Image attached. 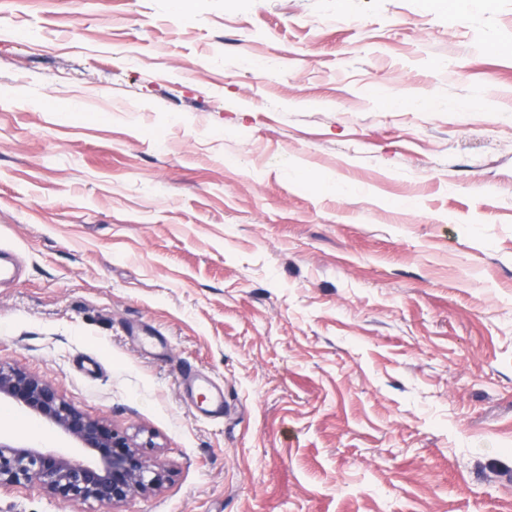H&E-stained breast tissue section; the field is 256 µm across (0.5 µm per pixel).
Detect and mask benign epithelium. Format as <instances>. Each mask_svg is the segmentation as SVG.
<instances>
[{"instance_id": "benign-epithelium-1", "label": "benign epithelium", "mask_w": 512, "mask_h": 512, "mask_svg": "<svg viewBox=\"0 0 512 512\" xmlns=\"http://www.w3.org/2000/svg\"><path fill=\"white\" fill-rule=\"evenodd\" d=\"M0 400L51 425L89 457L84 462L0 438V487L37 485L56 499L111 508L167 481L163 467L145 454L155 447L152 435L120 432L107 419L84 413L41 376L0 361Z\"/></svg>"}]
</instances>
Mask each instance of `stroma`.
Instances as JSON below:
<instances>
[{
  "label": "stroma",
  "instance_id": "1",
  "mask_svg": "<svg viewBox=\"0 0 512 512\" xmlns=\"http://www.w3.org/2000/svg\"><path fill=\"white\" fill-rule=\"evenodd\" d=\"M508 44L512 0H0V359L153 434L115 512H512ZM190 383L191 390L203 395V402L207 404L205 412L216 415L224 410V390H216L209 376L196 374L190 379Z\"/></svg>",
  "mask_w": 512,
  "mask_h": 512
}]
</instances>
